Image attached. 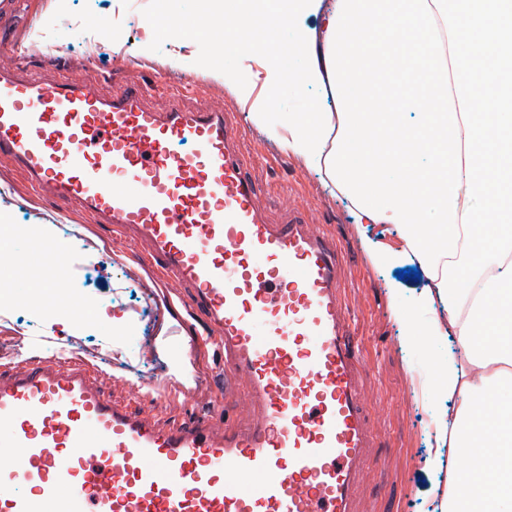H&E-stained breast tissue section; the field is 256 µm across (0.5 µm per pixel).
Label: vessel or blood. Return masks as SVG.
Returning <instances> with one entry per match:
<instances>
[{"instance_id": "b4317fda", "label": "vessel or blood", "mask_w": 512, "mask_h": 512, "mask_svg": "<svg viewBox=\"0 0 512 512\" xmlns=\"http://www.w3.org/2000/svg\"><path fill=\"white\" fill-rule=\"evenodd\" d=\"M180 79L103 95L70 72L0 65V157L32 190L149 246L197 345L224 357L201 415L160 423L78 358L0 366V512H355L373 430L343 248L274 191L231 106ZM254 418L239 426L227 403Z\"/></svg>"}]
</instances>
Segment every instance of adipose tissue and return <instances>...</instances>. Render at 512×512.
<instances>
[{"mask_svg":"<svg viewBox=\"0 0 512 512\" xmlns=\"http://www.w3.org/2000/svg\"><path fill=\"white\" fill-rule=\"evenodd\" d=\"M224 45L239 63L215 76L249 99L266 84L297 94L330 87L333 107L248 118L281 150L329 172L354 224L394 225L416 257L427 327L466 363H436L433 418L448 479L425 512H512V0H225ZM320 17V29L302 17Z\"/></svg>","mask_w":512,"mask_h":512,"instance_id":"adipose-tissue-1","label":"adipose tissue"}]
</instances>
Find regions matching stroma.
<instances>
[{
    "label": "stroma",
    "mask_w": 512,
    "mask_h": 512,
    "mask_svg": "<svg viewBox=\"0 0 512 512\" xmlns=\"http://www.w3.org/2000/svg\"><path fill=\"white\" fill-rule=\"evenodd\" d=\"M87 11L103 19L111 37L94 39L72 25V18ZM152 15V0H22L12 21L13 49L20 66L38 67L48 78L66 66L105 93L153 75L177 77L196 87L185 98L189 106L228 104L247 114V104L198 68L214 52L209 37L198 32L166 44L150 23ZM249 136L262 145L255 155L258 182L278 187L283 206L305 207L310 222L334 234L345 249L344 294L364 352L362 385L374 434L357 512H422L427 492L445 475L422 465L431 452V415L438 402L423 394L421 382L437 360L447 358L449 346L408 335L393 310L411 308L413 323L425 324L430 315L416 305L424 281L397 278L395 267L372 262L374 243L387 238L383 225L359 233L347 200L331 192L326 175L292 156L282 164L272 161L277 143L255 127ZM0 216L12 224L51 226L53 242L73 256L62 287L75 300L88 298L98 306L75 320L49 316L28 298L39 291L49 299L53 290L33 281L14 282L10 290L19 306L0 318V363L67 355L77 337L98 346L97 364L113 399L126 402L143 394L144 407L167 422L206 409L217 359L210 354L191 357L194 325L185 322L184 310L167 303L164 284L154 279L138 249L113 239L110 227L96 223L89 213L64 215L51 199L31 196L24 173L7 159H0ZM142 300L150 304L143 318L131 310ZM115 348L124 350L123 361L109 359ZM412 366L417 376L409 375Z\"/></svg>",
    "instance_id": "35a3bbf8"
}]
</instances>
